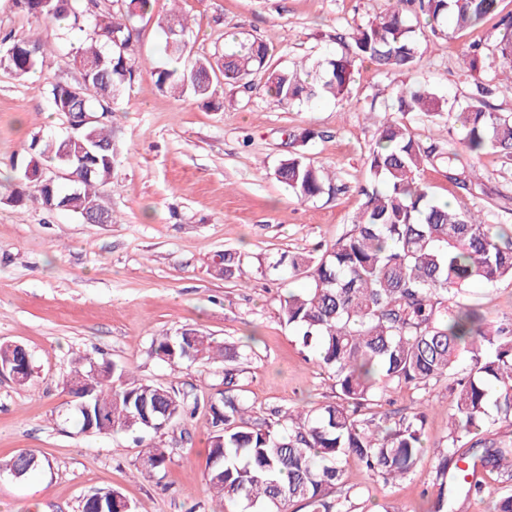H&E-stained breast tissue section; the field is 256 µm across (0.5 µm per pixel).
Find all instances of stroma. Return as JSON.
<instances>
[{"instance_id": "stroma-1", "label": "stroma", "mask_w": 512, "mask_h": 512, "mask_svg": "<svg viewBox=\"0 0 512 512\" xmlns=\"http://www.w3.org/2000/svg\"><path fill=\"white\" fill-rule=\"evenodd\" d=\"M175 7L188 20L197 57H212L237 39L268 38L271 63L288 67L352 51V29L383 12L387 0H153L139 23L137 51L147 65L163 60L157 21ZM510 15L512 0H499L476 27L444 39L425 34L410 73L386 75L370 60L357 62L343 99L310 108L281 107L262 92L246 94L224 83L207 106L192 95L160 90L141 73L110 119L126 157L102 194L114 220L92 224L36 200L20 206L8 200L23 179L32 138L67 129L48 102L50 83L75 86L81 74L55 23L0 0V37L33 35L54 47L32 76L17 79L0 70V342L24 345L32 359L27 385L0 375V458L31 450L51 462L25 478L0 475V512H81L83 496L97 488L119 492L134 512H215L205 486L209 404L224 386V365L161 363L151 355L158 336L195 327L237 346L257 336L240 364V394L264 413L335 402L333 374L303 351L281 315V296L308 282L275 262L284 253H314L352 229L360 189L369 180L367 156L382 123L396 116L393 86L421 85L440 97L443 116L405 119L423 142L458 139L447 115L470 101L479 83L493 87L487 102L495 111L512 113V96L496 89L501 69L473 77L459 69L470 46L494 47L500 21ZM308 128L320 138L299 142ZM299 151L335 172L336 194L300 201L276 180L275 168ZM471 163L481 186L469 192L439 167L425 169L420 179L438 201L482 210L488 223L511 228L512 168L493 152ZM228 250L249 267L248 285L215 275ZM470 293L490 320L512 321V280L475 283ZM84 357L197 399L191 416L162 432L170 456L165 469L142 475L132 435L83 434L69 421L73 398L61 382ZM429 400L426 410L410 391L382 400L381 412L395 420L424 411L427 450L413 473L390 485L348 461L343 488L355 512H431L438 489L432 450L448 434L447 382L437 383ZM478 478L481 495L457 496L453 512H489L490 501L512 494V480L486 470Z\"/></svg>"}]
</instances>
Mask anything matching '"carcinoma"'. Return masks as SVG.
<instances>
[{"instance_id": "obj_1", "label": "carcinoma", "mask_w": 512, "mask_h": 512, "mask_svg": "<svg viewBox=\"0 0 512 512\" xmlns=\"http://www.w3.org/2000/svg\"><path fill=\"white\" fill-rule=\"evenodd\" d=\"M118 11H94L96 0H14L16 8L33 17L57 23L60 39L81 33L73 61L82 83L73 88L54 83L50 106H63L76 90L80 103L95 117L76 132L82 145H73L61 158L64 138L50 146L30 144L28 166L49 157L58 167L90 176L77 187L57 181L47 184L24 175L11 196L23 204L28 183L39 198L83 215L102 202L101 190L121 163L122 151L108 118L112 104L142 69L136 56L138 21L151 13L152 0H113ZM410 0H393L383 12L353 32L354 55L341 54L290 67L269 63L270 46L257 39L241 41L214 60L195 58L186 40V19L176 9L161 22L168 63L150 69L158 87L191 93L211 103L215 86L223 80L246 92L263 88L281 105H312L345 96L355 58L375 62L387 73L412 70L419 61L424 29L443 38L448 21L463 30L494 11L497 0H417L421 18L411 21L404 12ZM47 46L29 36L14 38L0 48V69L18 77L37 71L48 55ZM470 71L500 65L508 69L506 89L512 92V19L502 23L495 52L474 48L464 54ZM488 90L477 94L448 123L459 126L462 148L423 143L408 126L390 119L383 123L367 158L374 187L363 190L365 200L353 229L314 254L283 255L293 275L309 281L300 292L281 300L282 319L295 328L304 347L336 378L338 402L317 411L297 410L272 417L247 405L235 391L233 366L240 354L195 328L175 336L155 338L151 355L169 365L224 361V392L210 402L211 465L206 485L215 491L217 512H290L302 502L309 512H352L350 495L338 491L344 466L356 458L368 474L387 485L410 473L425 451L424 415L415 413L398 422L388 415L366 416L364 410L389 393L425 390L444 379L453 380L448 436L433 449L439 459L436 512H448L455 496L478 495L483 485L468 479L480 466L512 473V446L487 444L480 438L492 426L512 428V324L496 325L468 303V286L512 280V230L488 224L480 214L432 200L419 180L425 168L441 166L448 180L469 191L475 184L464 156L491 151L512 161V114L496 112L485 102ZM397 111L425 117L441 114L435 94L424 87L395 92ZM278 181L299 200L338 191L335 179L295 154L275 170ZM226 279L243 280L241 258L224 254L215 269ZM19 364L28 383L31 358L9 344H0V364ZM81 385L88 410L73 408L79 427L92 419L97 434L140 432L158 434L162 423L187 415V395L172 386L124 378L114 366L88 358L71 370L65 387ZM464 452H459V449ZM455 471L448 473V457ZM142 470L151 475L166 467L163 445L150 441L139 452Z\"/></svg>"}]
</instances>
